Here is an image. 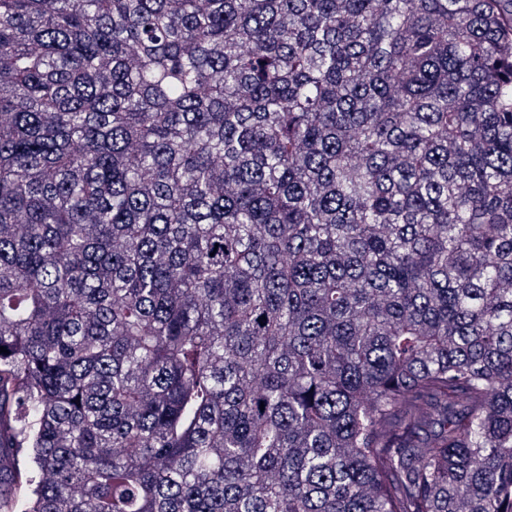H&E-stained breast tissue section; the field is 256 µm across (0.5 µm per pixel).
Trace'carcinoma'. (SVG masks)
Segmentation results:
<instances>
[{
	"instance_id": "cac0c4a2",
	"label": "carcinoma",
	"mask_w": 512,
	"mask_h": 512,
	"mask_svg": "<svg viewBox=\"0 0 512 512\" xmlns=\"http://www.w3.org/2000/svg\"><path fill=\"white\" fill-rule=\"evenodd\" d=\"M0 512H512L499 0H0Z\"/></svg>"
}]
</instances>
